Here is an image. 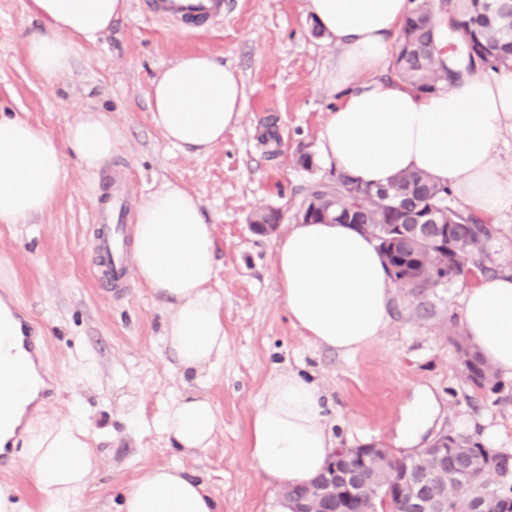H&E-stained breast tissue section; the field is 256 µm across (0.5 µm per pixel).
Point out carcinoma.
Wrapping results in <instances>:
<instances>
[{"label": "carcinoma", "mask_w": 512, "mask_h": 512, "mask_svg": "<svg viewBox=\"0 0 512 512\" xmlns=\"http://www.w3.org/2000/svg\"><path fill=\"white\" fill-rule=\"evenodd\" d=\"M448 11L460 21L451 31H440L433 18L439 14L432 0H416L394 47L395 76L421 89L434 90L440 85L454 83L453 69L474 65L473 57L480 59V66L497 71L512 67V0L498 3L491 0H448ZM456 44L461 54L455 59H445L438 54L442 39ZM391 186L401 196L402 210L387 209L377 199H357L342 194L336 197V211L340 224H350L377 241L385 269L391 279L399 283L412 298L417 318L427 319L436 309V302L443 299L460 279H465L471 269L483 274L494 272L484 263L486 245L496 237L498 229L486 223L472 209L456 202L448 187L434 182L419 171H409L396 177ZM430 207H444L452 222V252L456 259L448 260V252L435 245L438 227L432 226L430 236L418 244L398 239L394 250L385 252L379 240L385 225L403 223L404 212H421ZM451 343L458 353L466 378L475 391L490 388L498 390L497 376L491 374L486 363L472 350L465 339L453 338ZM457 443L475 448L481 454L501 459V471L471 467L466 471L468 489L482 494L481 512H499V498L508 486L501 484L504 475L512 479V455L490 448L468 436L456 435ZM403 458L393 451L377 457L367 475L366 484L358 495L336 494V512H372L381 507L379 496L390 487L395 474L402 468ZM432 489L448 495V512H468L467 493L450 485L442 487L433 479Z\"/></svg>", "instance_id": "obj_1"}]
</instances>
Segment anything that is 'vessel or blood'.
Masks as SVG:
<instances>
[{
  "label": "vessel or blood",
  "instance_id": "vessel-or-blood-1",
  "mask_svg": "<svg viewBox=\"0 0 512 512\" xmlns=\"http://www.w3.org/2000/svg\"><path fill=\"white\" fill-rule=\"evenodd\" d=\"M147 13L169 21L199 28L224 14V0H142ZM123 227L119 224H102L94 237L95 251L109 258L107 272L98 277L99 288L104 292L120 290L126 286V265L120 244ZM19 333L0 335V421L7 419L14 411L16 402L25 395L30 385H37L45 397H54L59 385L57 377L40 374L32 378L26 354L41 351L46 343L43 329L36 324L20 320Z\"/></svg>",
  "mask_w": 512,
  "mask_h": 512
}]
</instances>
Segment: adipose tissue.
<instances>
[{
  "mask_svg": "<svg viewBox=\"0 0 512 512\" xmlns=\"http://www.w3.org/2000/svg\"><path fill=\"white\" fill-rule=\"evenodd\" d=\"M44 28L26 46L29 66L45 77L70 69L78 43L93 44L128 0H31ZM411 0H306L309 22L334 38L339 51L332 85L340 94L319 134L317 165L357 183L380 186L406 171L449 186L488 222L512 209V178L504 177L496 146L512 133V70L466 75L423 92L397 79H379ZM245 94L237 71L206 52L187 54L152 82L151 119L166 142L197 155L223 142L238 124ZM92 173L112 159V122L88 111L69 125L64 141L20 117L0 116V224H26L56 198L66 177L65 154ZM133 260L139 280L170 309L165 343L186 369L224 359L222 302L212 228L200 198L166 183L138 207ZM275 272L290 321L308 339L343 354L381 336L393 285L375 241L351 226L292 225L275 247ZM462 331L503 380H512V270L477 276L459 309ZM438 412L431 392L417 390L399 431L410 448ZM161 424L183 451L209 448L216 410L200 393L166 406ZM88 423L81 413L43 432L28 448L29 466L52 512H61L92 464ZM249 456L282 487L320 474L335 444L314 383L294 371L267 385L249 424ZM120 512H218L205 483L176 467L141 476Z\"/></svg>",
  "mask_w": 512,
  "mask_h": 512,
  "instance_id": "adipose-tissue-1",
  "label": "adipose tissue"
}]
</instances>
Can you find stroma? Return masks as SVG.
Here are the masks:
<instances>
[{
  "mask_svg": "<svg viewBox=\"0 0 512 512\" xmlns=\"http://www.w3.org/2000/svg\"><path fill=\"white\" fill-rule=\"evenodd\" d=\"M41 28L30 0H0V113L18 115L64 139L89 110L112 120V159L95 173L65 157L67 178L53 204L27 224H0V295L44 326L46 353L35 363L56 375V399L41 405L32 429L81 410L89 422L92 467L67 512H119L134 482L155 467L177 466L204 481L220 512H279L277 489L251 461L248 423L268 380L293 370L310 377L338 447L368 442L393 447L403 407L428 388L440 411L425 438L500 433L512 452V381L474 392L462 373L449 315L465 290L456 283L431 318L412 316L395 288L379 341L342 355L308 340L289 321L279 294L276 236L254 234L249 215L281 209L288 229L311 187L328 180L308 172L296 153L317 151L320 129L338 99L330 85L336 44L314 34L305 0H224L210 26L183 28L129 0L124 17L94 44L80 45L69 71L48 79L27 64L28 38ZM204 51L235 68L245 91L239 123L207 155L169 145L151 120L152 80L178 58ZM171 182L200 197L215 244L212 290L223 302L224 359L200 370L181 367L167 347L166 305L128 271L121 296L96 286L100 257L90 245L100 211L123 213L134 228L138 206ZM200 392L217 411L213 444L192 455L174 448L158 423L179 396ZM0 485L20 512H44V495L28 467L27 439Z\"/></svg>",
  "mask_w": 512,
  "mask_h": 512,
  "instance_id": "1",
  "label": "stroma"
}]
</instances>
